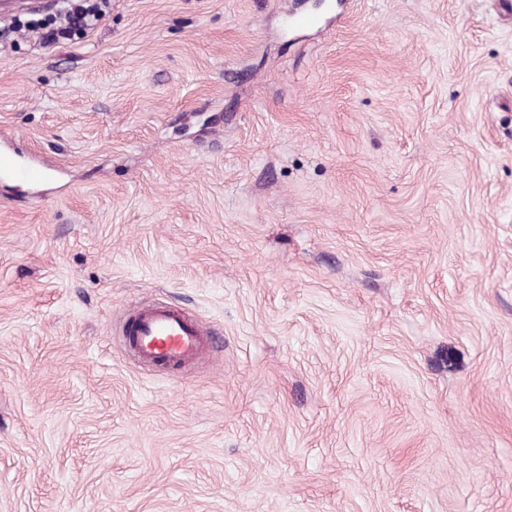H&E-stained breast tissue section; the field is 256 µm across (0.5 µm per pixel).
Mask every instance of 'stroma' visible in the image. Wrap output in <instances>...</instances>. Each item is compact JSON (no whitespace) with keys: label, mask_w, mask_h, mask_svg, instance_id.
<instances>
[{"label":"stroma","mask_w":512,"mask_h":512,"mask_svg":"<svg viewBox=\"0 0 512 512\" xmlns=\"http://www.w3.org/2000/svg\"><path fill=\"white\" fill-rule=\"evenodd\" d=\"M45 17L0 40L48 169L0 184V512H512V11ZM154 299L213 331L189 371L126 354ZM110 0H54L57 26L34 25L36 38L43 46L83 39L92 32L105 14Z\"/></svg>","instance_id":"1"}]
</instances>
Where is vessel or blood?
<instances>
[{"label":"vessel or blood","mask_w":512,"mask_h":512,"mask_svg":"<svg viewBox=\"0 0 512 512\" xmlns=\"http://www.w3.org/2000/svg\"><path fill=\"white\" fill-rule=\"evenodd\" d=\"M0 175L20 183H38L46 177L41 168L5 154H0ZM123 336L131 357L144 367L188 368L210 347V333L198 319L163 301L127 313Z\"/></svg>","instance_id":"b4317fda"}]
</instances>
